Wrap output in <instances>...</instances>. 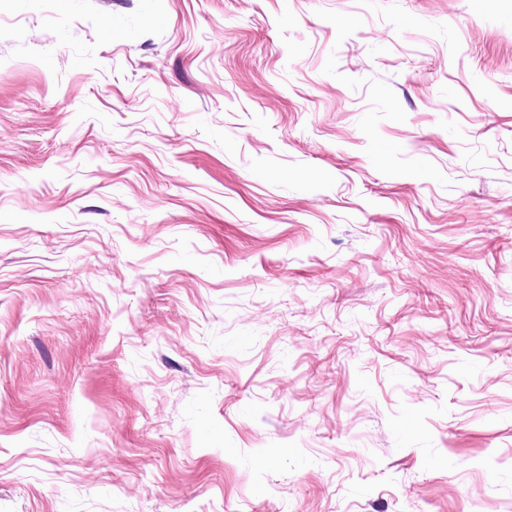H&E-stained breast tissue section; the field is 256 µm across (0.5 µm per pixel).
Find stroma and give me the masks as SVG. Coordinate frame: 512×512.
Returning a JSON list of instances; mask_svg holds the SVG:
<instances>
[{
  "label": "stroma",
  "mask_w": 512,
  "mask_h": 512,
  "mask_svg": "<svg viewBox=\"0 0 512 512\" xmlns=\"http://www.w3.org/2000/svg\"><path fill=\"white\" fill-rule=\"evenodd\" d=\"M0 512H512V0H0Z\"/></svg>",
  "instance_id": "stroma-1"
}]
</instances>
